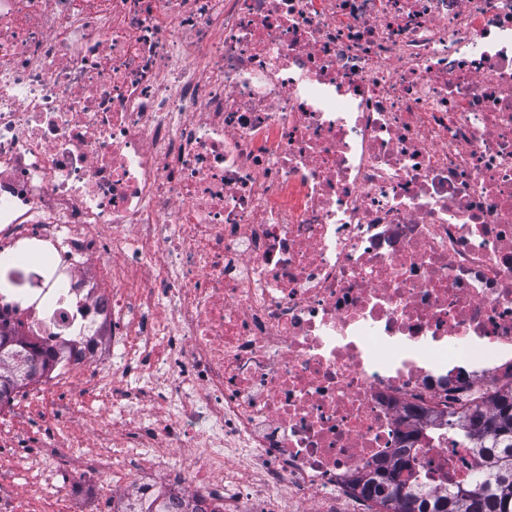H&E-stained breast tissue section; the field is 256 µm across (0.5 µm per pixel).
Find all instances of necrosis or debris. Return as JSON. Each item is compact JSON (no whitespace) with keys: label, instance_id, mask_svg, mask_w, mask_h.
Segmentation results:
<instances>
[{"label":"necrosis or debris","instance_id":"4bbe7bcc","mask_svg":"<svg viewBox=\"0 0 512 512\" xmlns=\"http://www.w3.org/2000/svg\"><path fill=\"white\" fill-rule=\"evenodd\" d=\"M2 268L0 331L112 402L70 512H370L402 451L473 482L512 0H0Z\"/></svg>","mask_w":512,"mask_h":512}]
</instances>
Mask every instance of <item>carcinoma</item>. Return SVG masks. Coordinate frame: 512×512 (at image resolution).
I'll return each instance as SVG.
<instances>
[{"label": "carcinoma", "mask_w": 512, "mask_h": 512, "mask_svg": "<svg viewBox=\"0 0 512 512\" xmlns=\"http://www.w3.org/2000/svg\"><path fill=\"white\" fill-rule=\"evenodd\" d=\"M11 348L0 333V406L8 404L18 391L43 377L41 372L16 375L9 360ZM464 437L482 449L484 472L469 487H457L444 495L418 496L405 490L403 475L414 474L413 460L400 453L393 464L386 462L357 477L364 495L375 501L377 512H512V479L506 481L504 466L512 464V389L498 393L491 410L480 411L464 426Z\"/></svg>", "instance_id": "cac0c4a2"}]
</instances>
